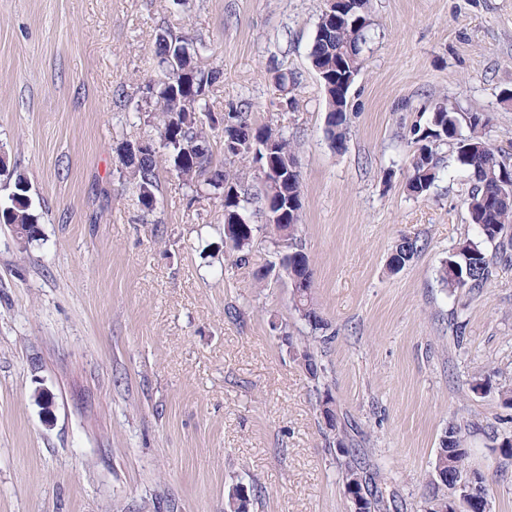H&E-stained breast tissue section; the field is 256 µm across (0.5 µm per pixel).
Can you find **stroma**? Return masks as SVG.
Returning <instances> with one entry per match:
<instances>
[{"instance_id": "35a3bbf8", "label": "stroma", "mask_w": 512, "mask_h": 512, "mask_svg": "<svg viewBox=\"0 0 512 512\" xmlns=\"http://www.w3.org/2000/svg\"><path fill=\"white\" fill-rule=\"evenodd\" d=\"M325 0H0V147L42 216L22 247L0 224V512H350L317 408L288 349L313 331L258 223L249 267L224 254V208L164 177L144 217L115 147L148 138L134 118L155 75L158 28L202 42L219 70L207 108L249 99L298 155L312 295L334 340L320 359L339 427L379 473L394 512H430L449 423L512 512V409L474 392L512 386V262L483 292L448 294L440 263L476 238L465 172L407 189L410 130L438 103L481 113L512 158V0H366L364 66L343 151L325 132L309 51ZM298 83L286 107L275 77ZM422 251L389 270L401 239ZM291 337L283 342L277 330ZM473 390L484 395H493L506 407L512 406V387L493 383L491 376L480 378L475 381Z\"/></svg>"}]
</instances>
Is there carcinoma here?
I'll use <instances>...</instances> for the list:
<instances>
[{"instance_id": "1", "label": "carcinoma", "mask_w": 512, "mask_h": 512, "mask_svg": "<svg viewBox=\"0 0 512 512\" xmlns=\"http://www.w3.org/2000/svg\"><path fill=\"white\" fill-rule=\"evenodd\" d=\"M365 4L358 0L353 13L336 21V17L322 12L311 46V63L320 70V81L327 102L326 135L332 147L341 149L348 134L347 108L349 88L342 87L353 73L362 67V52L349 55V48H358L367 42L368 25L364 15ZM155 56L158 73L145 85V103L148 111L136 107L155 131L147 139L149 147L141 152L136 164L128 169L133 180L138 204L146 211L153 209V200L145 197L161 187V171L165 170L188 187L195 196H201L206 186L222 197L224 205V244L231 263L246 266L252 260V248L257 227L256 213L264 214L266 225L272 229L275 244L284 245L288 253L279 260V266L269 271L288 279L293 286L291 299L295 311L312 330L324 331L326 325L315 307L312 297L313 277L308 255L298 238L303 206L296 204L302 197L300 170L288 168V162H298L296 151L288 135L270 124L257 123L250 112L251 104L241 102L224 113V132L233 138V145H224V158L253 160L259 154L265 164L278 170L276 177L262 182L258 195L249 192L239 178L217 164L213 151L201 156L195 150L200 143L211 144L206 97L220 72L205 69L198 63L199 47L169 29L155 38ZM466 123L467 132L461 131ZM484 119L479 113L463 116L443 104L434 107L428 123L417 128L414 136L436 134L428 150L412 155L408 189L416 196L427 193L445 168L446 154H455L457 163L468 173L470 187L464 204L472 224L478 231V240L465 239L457 244L448 259L438 268V281L453 294L466 289L480 291L494 273V255L490 256L483 244L495 245V255L501 259L512 257V192L504 185L503 175L512 168L504 155L493 148L482 133ZM1 224H18L22 232L17 240L28 244L40 235V217L32 203L18 199L0 209ZM416 240H405L396 245L390 260L394 271L404 268L420 251ZM295 360L311 379L322 372L318 355L308 346L294 348ZM473 390L493 395L506 407L512 406V387L495 383L491 377L475 381ZM469 423H456L444 433L442 452L436 455L433 470L452 478L469 470V449L461 445L458 431L469 428ZM344 489H354L367 497L369 512H386L390 504L378 489L368 472L358 464L350 450L336 457ZM490 490L482 482L474 490L468 512H486Z\"/></svg>"}]
</instances>
